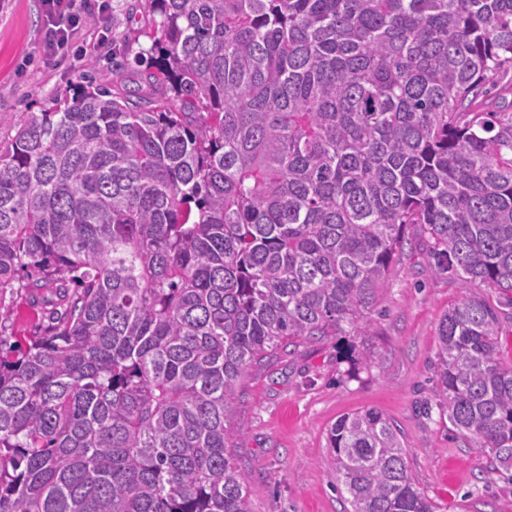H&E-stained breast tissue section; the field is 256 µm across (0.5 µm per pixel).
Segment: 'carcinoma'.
Here are the masks:
<instances>
[{
    "label": "carcinoma",
    "mask_w": 512,
    "mask_h": 512,
    "mask_svg": "<svg viewBox=\"0 0 512 512\" xmlns=\"http://www.w3.org/2000/svg\"><path fill=\"white\" fill-rule=\"evenodd\" d=\"M148 72L25 112L0 150V512H252L231 424L287 343L364 336L406 229L468 285L440 414L512 468V0H146ZM352 512H440L381 413L328 433ZM495 86L486 85L487 91L480 96V109L485 112H499L503 119L512 117V65L505 66L495 76ZM7 297L6 305L13 310L9 320L2 322V340L18 349H26L30 339L48 324V311L39 303L33 302L23 291ZM9 300H11L9 302Z\"/></svg>",
    "instance_id": "obj_1"
}]
</instances>
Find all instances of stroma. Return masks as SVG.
Masks as SVG:
<instances>
[{
	"mask_svg": "<svg viewBox=\"0 0 512 512\" xmlns=\"http://www.w3.org/2000/svg\"><path fill=\"white\" fill-rule=\"evenodd\" d=\"M43 23L41 0H0L1 144L21 113L50 107L90 73L136 79L154 30L144 0H89L79 49L51 58L40 48ZM407 235L413 249L391 267L367 335L280 348L243 379L232 445L253 512H349L327 435L340 417L366 409L397 429L417 487L440 512H512V475L490 469L435 406L438 327L463 284L433 275L419 229ZM10 307L0 340L26 348L48 312L23 292ZM364 356L370 364L351 365Z\"/></svg>",
	"mask_w": 512,
	"mask_h": 512,
	"instance_id": "stroma-1",
	"label": "stroma"
}]
</instances>
